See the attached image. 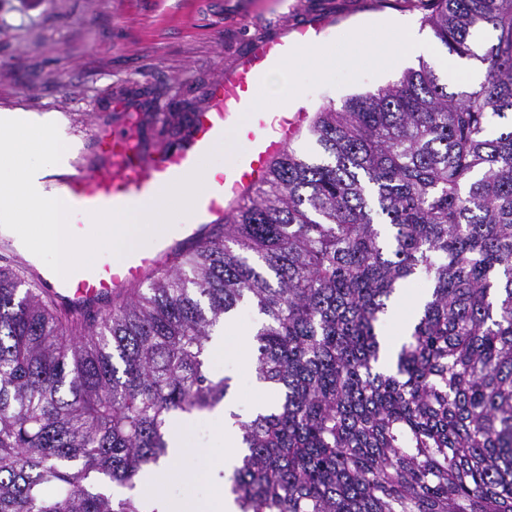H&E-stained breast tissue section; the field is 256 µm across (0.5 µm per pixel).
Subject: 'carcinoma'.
<instances>
[{"mask_svg": "<svg viewBox=\"0 0 512 512\" xmlns=\"http://www.w3.org/2000/svg\"><path fill=\"white\" fill-rule=\"evenodd\" d=\"M421 2L478 85L423 62L323 107L321 155L288 148L265 189L108 312L0 271V512H142L174 417L228 394L209 354L243 301L260 316L252 368L280 397L231 413L241 512H512V124L487 133L512 115V0ZM412 283L422 310L384 369L378 326Z\"/></svg>", "mask_w": 512, "mask_h": 512, "instance_id": "cac0c4a2", "label": "carcinoma"}]
</instances>
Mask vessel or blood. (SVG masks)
I'll return each instance as SVG.
<instances>
[{
	"instance_id": "b4317fda",
	"label": "vessel or blood",
	"mask_w": 512,
	"mask_h": 512,
	"mask_svg": "<svg viewBox=\"0 0 512 512\" xmlns=\"http://www.w3.org/2000/svg\"><path fill=\"white\" fill-rule=\"evenodd\" d=\"M323 28V20L310 19L289 35L251 42L235 69L214 83L210 105L191 116L173 147L145 155L131 148L120 128L98 133L97 155L103 168L90 174L76 166L55 179L66 201L85 214L136 207L196 170L226 134L235 135L242 148L212 170L193 212L170 233L132 249L121 261H100L65 278L46 266L33 268L37 286L57 304L83 311L141 285L169 269L180 252L201 245L213 225L223 223L266 186L272 162L300 133L307 113L285 106L256 111L251 104L262 92L267 71L317 41Z\"/></svg>"
}]
</instances>
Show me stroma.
I'll use <instances>...</instances> for the list:
<instances>
[{"mask_svg":"<svg viewBox=\"0 0 512 512\" xmlns=\"http://www.w3.org/2000/svg\"><path fill=\"white\" fill-rule=\"evenodd\" d=\"M396 16L419 24L432 66L447 54L423 26L418 0H0V108L53 114L70 161L95 170L97 131L129 125L145 152L171 139L165 115L207 106L209 89L231 72L254 39L283 35L311 17L327 20L325 56L305 60L291 80L308 113L397 80L414 58L383 66L401 52L397 37L378 38L373 22ZM360 39H353V30ZM259 318L241 305L224 352L210 358L214 377L231 381L229 400L242 417L276 392L258 382L238 348H252ZM222 415H196L187 452L161 483L168 499L205 502L230 472L213 433Z\"/></svg>","mask_w":512,"mask_h":512,"instance_id":"obj_1","label":"stroma"}]
</instances>
